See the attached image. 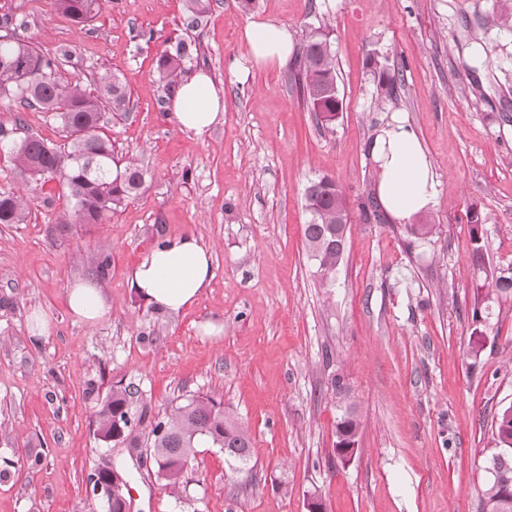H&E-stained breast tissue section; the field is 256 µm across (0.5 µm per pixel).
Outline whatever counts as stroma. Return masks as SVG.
Returning <instances> with one entry per match:
<instances>
[{
  "instance_id": "1",
  "label": "stroma",
  "mask_w": 512,
  "mask_h": 512,
  "mask_svg": "<svg viewBox=\"0 0 512 512\" xmlns=\"http://www.w3.org/2000/svg\"><path fill=\"white\" fill-rule=\"evenodd\" d=\"M512 0H212L190 24L186 0H104L80 26L54 0H0L25 39L71 50L63 77L117 76L130 112L111 120L117 155L139 159L138 194L102 224H62L65 189L51 180L26 223L0 224V512H104L87 476L116 469L130 512H482L484 450L512 406V296L484 317L472 350L477 280L467 215L486 224L484 260L512 268V30L492 26ZM274 19L295 36L284 63L247 68L244 31ZM336 52L343 110L317 121L295 78L304 34ZM197 51L224 114L198 135L167 116L158 61L170 44ZM395 89L384 96L377 62ZM402 113L436 173L434 206L413 218L365 220L377 178L368 143ZM23 123L59 146L43 113L0 104V127ZM343 191L344 259L322 287L305 249V190L321 177ZM412 222V223H413ZM196 236L214 277L190 306L165 313L129 273L159 241ZM109 259L106 276L97 265ZM92 279L108 305L76 319L67 288ZM47 322L33 337L35 316ZM351 385L359 450L336 455L331 380ZM120 385L140 445L96 436L98 412ZM213 397L252 435L238 464L201 444L178 491L156 475L151 425L177 399Z\"/></svg>"
}]
</instances>
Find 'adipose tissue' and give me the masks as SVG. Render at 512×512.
<instances>
[{"mask_svg": "<svg viewBox=\"0 0 512 512\" xmlns=\"http://www.w3.org/2000/svg\"><path fill=\"white\" fill-rule=\"evenodd\" d=\"M245 37L249 58L257 65L283 61L295 46L287 25L274 19L251 23ZM169 107L181 128L197 134L207 132L224 112L211 79L202 72L176 88ZM370 154L378 170V199L394 220L406 222L434 205L436 174L417 132L405 117H394L380 128L370 143ZM213 276L210 252L191 235L169 238L154 246L131 273L140 294L167 312L193 303ZM67 302L73 315L91 324L107 312L101 288L89 280L70 285Z\"/></svg>", "mask_w": 512, "mask_h": 512, "instance_id": "1", "label": "adipose tissue"}]
</instances>
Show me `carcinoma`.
I'll use <instances>...</instances> for the list:
<instances>
[{
	"instance_id": "cac0c4a2",
	"label": "carcinoma",
	"mask_w": 512,
	"mask_h": 512,
	"mask_svg": "<svg viewBox=\"0 0 512 512\" xmlns=\"http://www.w3.org/2000/svg\"><path fill=\"white\" fill-rule=\"evenodd\" d=\"M56 10L78 23L92 19L102 8V0H54ZM23 23L5 17L0 20V103L13 102L48 115L69 139V148L34 135L7 140L8 132L0 129V145L28 184L35 187L56 179L66 190L70 209L58 219L60 224H101L137 195L145 181V171L133 158L115 157L112 139L107 134L109 119L129 112L130 94L114 76L100 79L92 93L77 80L62 77L61 68L71 58L66 49L42 50L18 37ZM192 45L180 41L165 51L159 60V81L173 92L182 81L184 61ZM298 82L309 107L327 125L336 122L343 109L336 83V54L326 34L313 30L306 35ZM319 188L305 193L308 224L305 247L324 287L330 286L344 254L348 209L345 198L329 177L317 180ZM29 200L23 194L0 193V224H23ZM471 241L474 244V268L486 273L480 242L486 231L477 211L468 215ZM494 287H477L472 309L473 333L484 335L482 322L485 301L490 295H512V283L493 276ZM336 407V453L353 442L358 443L360 419L350 386L340 376L331 380ZM98 435L104 441L128 438L135 423L127 410V393L121 386L98 412ZM151 455L157 476L171 488L180 485L184 470L196 458L197 448L206 441L224 450L234 462L251 458V434L247 425L233 412L224 409L214 398L193 395L172 406L171 411L151 428ZM487 467L495 470L483 492V508L490 512H512L499 505L512 500V406L495 420L491 446L485 449ZM106 512H124L127 501L124 485L112 490V500L104 501Z\"/></svg>"
}]
</instances>
